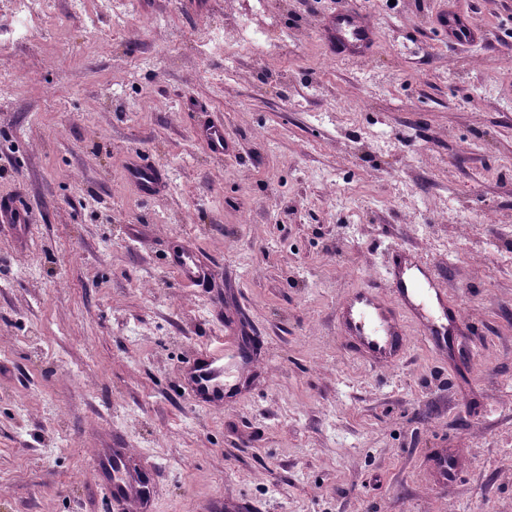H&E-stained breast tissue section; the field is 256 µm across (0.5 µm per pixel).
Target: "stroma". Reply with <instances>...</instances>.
<instances>
[{
	"mask_svg": "<svg viewBox=\"0 0 512 512\" xmlns=\"http://www.w3.org/2000/svg\"><path fill=\"white\" fill-rule=\"evenodd\" d=\"M349 3L377 29L357 64L326 47L336 0H133L124 31L56 0L0 43V198L30 218L0 229V512H109L93 460L115 445L159 468L152 512H512V0ZM448 3L484 41L436 32ZM270 26L230 65L208 45ZM398 247L461 321L453 351L411 325L378 366L336 306L389 299ZM183 251L207 287L179 282ZM249 335L241 394L195 403L192 353ZM201 138L207 148L217 154H224L230 149V142L224 136L222 125H207L201 129ZM130 178L144 194L154 193L162 183V175L150 156L138 154L129 167Z\"/></svg>",
	"mask_w": 512,
	"mask_h": 512,
	"instance_id": "obj_1",
	"label": "stroma"
}]
</instances>
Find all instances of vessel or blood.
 I'll return each mask as SVG.
<instances>
[{
  "label": "vessel or blood",
  "instance_id": "vessel-or-blood-1",
  "mask_svg": "<svg viewBox=\"0 0 512 512\" xmlns=\"http://www.w3.org/2000/svg\"><path fill=\"white\" fill-rule=\"evenodd\" d=\"M441 27L447 31L450 41L458 46L472 44L481 37L480 32L456 12L447 13ZM325 31L333 54L351 61L363 58L376 35L374 26L348 6L337 8L327 18ZM201 138L211 152L221 154L230 149L223 126L203 127ZM129 176L148 195L162 183L159 169L145 154L135 156ZM171 265L182 281L197 283L201 266L195 254L185 251L173 255ZM388 283L391 300L381 299L373 288L367 287L338 304L337 317L354 348L380 361L396 362L406 346L401 322L405 316L423 326L427 343L437 347L448 345L461 311L458 306L449 304L431 265L405 252L394 251ZM241 355V350L229 340L224 345L207 347L194 354L185 376L195 399L214 403L230 396L234 386L226 372V361ZM134 458L131 449L109 448L97 459L113 512H126L133 503L140 505L142 512H148L150 507L154 476L134 467Z\"/></svg>",
  "mask_w": 512,
  "mask_h": 512
}]
</instances>
